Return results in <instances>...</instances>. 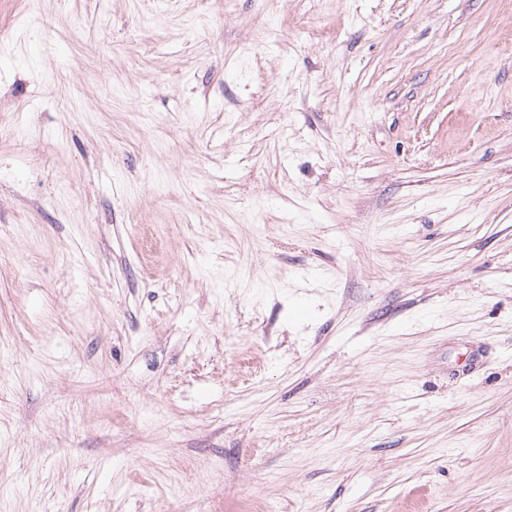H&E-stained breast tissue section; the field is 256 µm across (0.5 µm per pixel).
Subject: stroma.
I'll list each match as a JSON object with an SVG mask.
<instances>
[{
  "mask_svg": "<svg viewBox=\"0 0 512 512\" xmlns=\"http://www.w3.org/2000/svg\"><path fill=\"white\" fill-rule=\"evenodd\" d=\"M0 512H512V0H0Z\"/></svg>",
  "mask_w": 512,
  "mask_h": 512,
  "instance_id": "stroma-1",
  "label": "stroma"
}]
</instances>
